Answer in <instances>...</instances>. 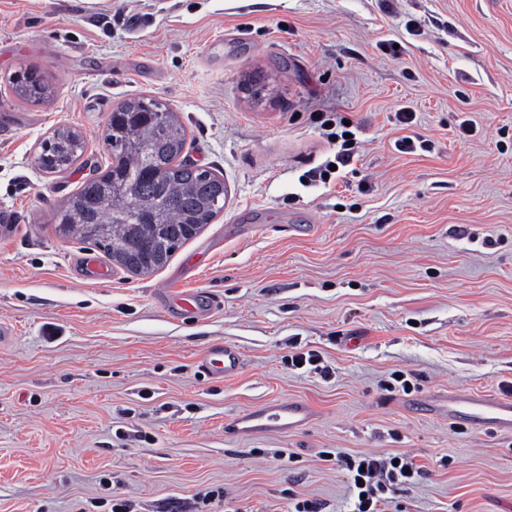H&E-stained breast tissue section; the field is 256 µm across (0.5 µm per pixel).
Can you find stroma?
<instances>
[{
    "label": "stroma",
    "instance_id": "35a3bbf8",
    "mask_svg": "<svg viewBox=\"0 0 512 512\" xmlns=\"http://www.w3.org/2000/svg\"><path fill=\"white\" fill-rule=\"evenodd\" d=\"M28 66L53 97L17 99ZM142 94L223 176L224 210L161 270L89 280L101 251L54 213L107 170L109 115ZM327 112L358 142L330 185ZM60 126L85 149L49 173L35 158ZM4 218L0 512H345L334 449L421 467L386 512H512V435L411 409L392 380L512 384V0H0ZM165 288L222 306L187 317ZM215 340L242 352L237 376L200 372ZM307 350L319 366L287 364ZM295 398L318 414L303 430L225 436Z\"/></svg>",
    "mask_w": 512,
    "mask_h": 512
}]
</instances>
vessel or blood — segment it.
<instances>
[{
	"mask_svg": "<svg viewBox=\"0 0 512 512\" xmlns=\"http://www.w3.org/2000/svg\"><path fill=\"white\" fill-rule=\"evenodd\" d=\"M162 297L174 310L182 313L213 309L220 303L217 296L176 288L165 289ZM198 366L206 376L224 380L241 372L243 357L233 344L216 341L199 357ZM421 402L434 417L463 420L491 427L505 435L512 434L511 399L493 393L462 394L451 390L429 393L422 397ZM316 417L314 407L306 401L277 400L226 419L224 432L232 437L292 433L302 430Z\"/></svg>",
	"mask_w": 512,
	"mask_h": 512,
	"instance_id": "obj_1",
	"label": "vessel or blood"
}]
</instances>
